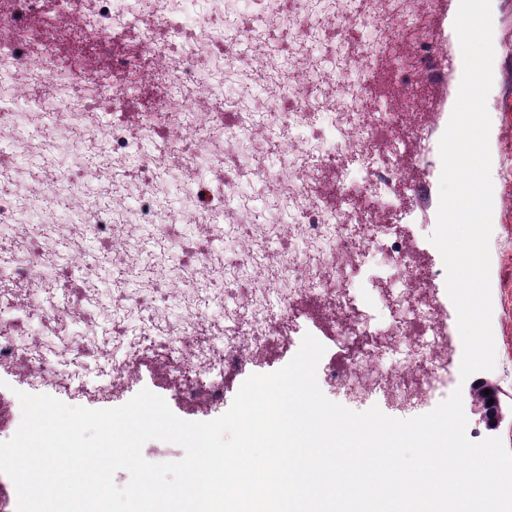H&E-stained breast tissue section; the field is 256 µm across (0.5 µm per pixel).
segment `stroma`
<instances>
[{"instance_id": "1", "label": "stroma", "mask_w": 512, "mask_h": 512, "mask_svg": "<svg viewBox=\"0 0 512 512\" xmlns=\"http://www.w3.org/2000/svg\"><path fill=\"white\" fill-rule=\"evenodd\" d=\"M493 22V84L487 97V110L491 118L489 138L491 154V179L493 183L492 235L490 239V282L492 296V329L496 349L493 370L483 372V379L496 383L501 391L503 409H512V0H491ZM425 96L432 105L431 111L422 113L421 120L428 125L433 139H441L451 116L456 99L452 84L433 85ZM429 171H419L413 155H405L401 165L405 171L407 189L404 206L415 214L409 231L422 238L410 255L411 262L421 266L443 268L440 252L426 242L431 227L437 222L440 176V155H432ZM356 297L361 310L376 319V329L368 336L371 344L383 342L390 330L386 324L385 298L395 290L392 281H371L361 272L353 276ZM295 315L300 326L291 340H283L279 331H272L264 351L254 364L248 365L243 374L224 381V402L232 404L246 376L267 374L285 366L298 351L304 333H311L325 347L323 362L341 360L347 353L342 338L343 331L337 324L322 318L316 301L299 302ZM170 369L157 362L152 355L140 357L135 378L122 392L109 398L93 401L96 409L120 406L141 390L165 398L169 408L186 421H209L221 416V409L207 410L172 396L169 387Z\"/></svg>"}]
</instances>
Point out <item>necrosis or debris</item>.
<instances>
[{
    "label": "necrosis or debris",
    "mask_w": 512,
    "mask_h": 512,
    "mask_svg": "<svg viewBox=\"0 0 512 512\" xmlns=\"http://www.w3.org/2000/svg\"><path fill=\"white\" fill-rule=\"evenodd\" d=\"M222 3L178 0L171 10L166 0H8L0 10V85L13 88L11 96L0 95V236L7 240L0 248V367H25L36 386L61 384L65 370L40 338L15 340L19 322L33 316L77 337L75 351L94 356L106 390L137 372L133 356L115 352L131 336L159 360L180 361L171 386L182 400L219 406L224 378L258 360L271 329L291 333L294 303L316 295L349 344L345 362L323 365L318 378L354 403L380 392L400 410L422 408L444 396L455 366L447 313L436 272L408 260L413 240L400 229L409 217L401 205L403 175L375 160L381 150L399 154L398 141L377 140L389 123L410 130L415 156L429 153L431 137L416 119L426 102L418 95L391 112L372 108L381 75L419 91L445 74L443 55L422 29L412 39L413 65L386 73L379 63L391 19L422 16L421 0H253V10L232 17ZM128 27L136 30L135 50L113 53V36ZM362 28L372 30V41L349 50ZM246 76L262 81L268 97L226 94ZM59 83L70 95L54 104ZM131 86L149 88L148 107L134 124L99 127L98 114L126 110ZM80 121L86 130L71 148L83 166L41 165L18 192L17 140L40 148ZM142 140L156 146L152 162L129 163L131 144ZM217 140L229 147L224 169L217 182L200 180L198 170ZM272 155L283 159L275 170L265 163ZM330 167L342 177L333 207L320 191ZM164 178L186 185L195 205L169 208L167 223L159 224L152 186ZM246 179L266 189L270 207H286L287 220H259L240 192ZM90 180L104 186V195L85 193ZM132 186L137 192L127 208L113 206L112 194ZM358 199L367 200L366 210H353ZM60 200L84 242L121 256L124 271L154 281L128 296L122 279H113V294L125 300L113 306L100 339L88 334L101 307L98 266L87 261L83 246L58 239ZM388 212L396 223H385ZM187 223L193 232H183ZM215 234L235 243L217 275L207 248ZM53 237L58 258L48 266L42 248ZM171 245L179 266L174 280L156 262ZM379 253L402 285L387 305L397 327L392 345L403 351L398 385L388 383L379 364L380 346L360 343L371 335V321L345 277L350 268L368 270ZM274 283L288 287L276 310L267 300ZM186 292L195 294L196 306L170 322L168 302ZM228 301L240 307L230 325L216 327L206 309ZM131 311L143 321L135 334L127 324Z\"/></svg>",
    "instance_id": "obj_1"
}]
</instances>
